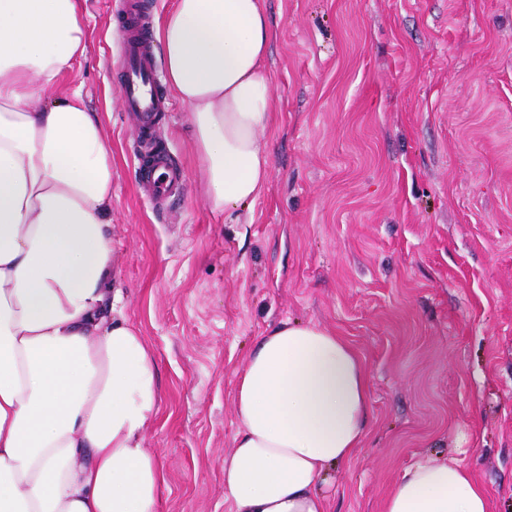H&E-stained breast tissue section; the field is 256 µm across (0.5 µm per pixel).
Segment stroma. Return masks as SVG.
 Wrapping results in <instances>:
<instances>
[{
    "label": "stroma",
    "mask_w": 512,
    "mask_h": 512,
    "mask_svg": "<svg viewBox=\"0 0 512 512\" xmlns=\"http://www.w3.org/2000/svg\"><path fill=\"white\" fill-rule=\"evenodd\" d=\"M266 5L270 173L247 207L212 209L176 99L154 140L182 186L140 190L120 0H85L86 55L59 86L112 142L115 285L158 374L144 445L167 473L160 512H231L235 376L288 319L335 329L369 378V432L327 477L331 512H382L426 457L512 512V0Z\"/></svg>",
    "instance_id": "35a3bbf8"
}]
</instances>
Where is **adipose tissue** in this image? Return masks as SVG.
Masks as SVG:
<instances>
[{"label":"adipose tissue","instance_id":"obj_1","mask_svg":"<svg viewBox=\"0 0 512 512\" xmlns=\"http://www.w3.org/2000/svg\"><path fill=\"white\" fill-rule=\"evenodd\" d=\"M187 105L214 209L255 200L273 122L265 0H175L156 31ZM86 53L82 0H0V512H159L166 473L144 446L159 413L152 350L114 288L112 143L61 76ZM224 456L233 512H330L320 483L368 433L355 348L284 321L236 374ZM383 512H492L473 472L405 467Z\"/></svg>","mask_w":512,"mask_h":512}]
</instances>
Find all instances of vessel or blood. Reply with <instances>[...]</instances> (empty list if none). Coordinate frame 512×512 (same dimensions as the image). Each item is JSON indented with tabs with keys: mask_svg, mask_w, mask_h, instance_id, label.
<instances>
[{
	"mask_svg": "<svg viewBox=\"0 0 512 512\" xmlns=\"http://www.w3.org/2000/svg\"><path fill=\"white\" fill-rule=\"evenodd\" d=\"M119 67L123 74L121 93L128 111L136 113L140 133H152L166 102L157 89L158 72L150 34L144 23L126 28L121 37ZM141 178L159 201L167 199L179 185V176L162 154H155L141 168Z\"/></svg>",
	"mask_w": 512,
	"mask_h": 512,
	"instance_id": "b4317fda",
	"label": "vessel or blood"
}]
</instances>
